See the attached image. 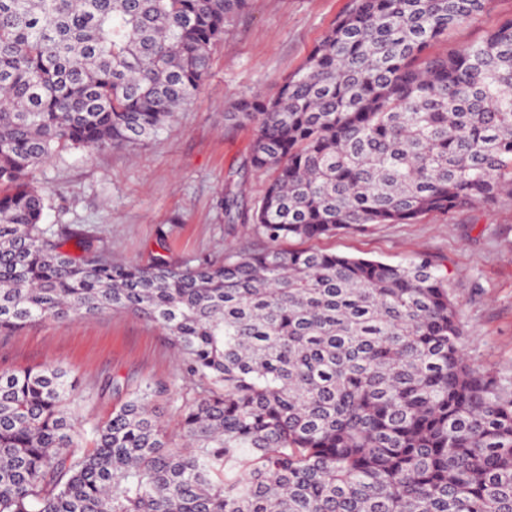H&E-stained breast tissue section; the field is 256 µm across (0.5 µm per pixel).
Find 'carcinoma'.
<instances>
[{
  "instance_id": "1",
  "label": "carcinoma",
  "mask_w": 512,
  "mask_h": 512,
  "mask_svg": "<svg viewBox=\"0 0 512 512\" xmlns=\"http://www.w3.org/2000/svg\"><path fill=\"white\" fill-rule=\"evenodd\" d=\"M248 5L0 0V335L131 315L181 366L88 447L67 369H1L0 512H512V379L466 357L442 265L281 247L512 196V15L429 54L488 0H354L275 94L224 112L255 131L240 179L270 174L224 214L268 247L117 263L41 224L35 171L168 129Z\"/></svg>"
}]
</instances>
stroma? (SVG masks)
<instances>
[{"instance_id": "obj_1", "label": "stroma", "mask_w": 512, "mask_h": 512, "mask_svg": "<svg viewBox=\"0 0 512 512\" xmlns=\"http://www.w3.org/2000/svg\"><path fill=\"white\" fill-rule=\"evenodd\" d=\"M352 0H250L211 73L176 122L130 149L70 150L36 172L51 199L44 221L92 236L112 259L144 262L166 246L172 262L222 255L225 246L262 248L248 225H228L220 199L248 151L252 132L224 127V110L245 94L274 93L294 73ZM512 14V0H491L477 20L456 29L442 54L479 40ZM315 248L397 263L418 254L443 261L460 303L465 348L485 370L512 378V197L416 224H383L315 240ZM54 364L70 369L80 392L77 417L107 418L123 400L113 382H165L179 375V354L163 330L129 315L71 323L38 322L0 336V370Z\"/></svg>"}]
</instances>
